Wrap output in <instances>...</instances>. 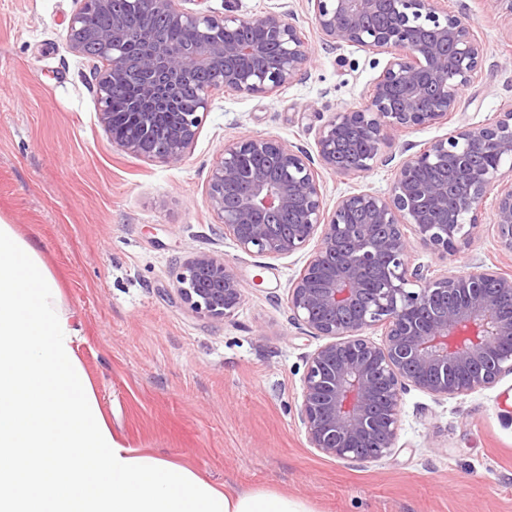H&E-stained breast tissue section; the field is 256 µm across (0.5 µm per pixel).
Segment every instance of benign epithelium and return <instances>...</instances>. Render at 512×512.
I'll list each match as a JSON object with an SVG mask.
<instances>
[{
	"mask_svg": "<svg viewBox=\"0 0 512 512\" xmlns=\"http://www.w3.org/2000/svg\"><path fill=\"white\" fill-rule=\"evenodd\" d=\"M65 49L101 63L95 76L98 120L122 151L171 165L193 147L216 88L270 94L298 80L312 44L280 12L254 19L262 37L230 41L216 28L239 27L231 14L187 11L179 0H78ZM320 41L356 46L388 60L368 104L323 119L319 165L342 176L368 173L396 136L442 125L461 90L481 69L485 47L471 24L435 0H309ZM146 7L163 26L192 25L189 45L166 43L156 28L134 29L120 8ZM112 16L108 25L88 19ZM138 39L136 59L126 57ZM217 81L189 96L201 71ZM139 94L130 111H112V93L130 76ZM512 160V106L408 154L388 193L337 198L325 209L313 158L270 135L224 144L207 180L210 208L247 254L283 258L315 248L290 282L294 324L325 342L305 361L297 415L310 447L351 465L392 454L403 396L412 388L437 398L465 395L512 374V276L496 269L430 274L409 259L411 242L453 256L478 228L487 188ZM493 225L512 254V188L495 203ZM413 230L409 237L404 227ZM189 309L214 321L234 315L243 285L224 258L199 252L174 272ZM380 328L376 343L366 331Z\"/></svg>",
	"mask_w": 512,
	"mask_h": 512,
	"instance_id": "7a95c632",
	"label": "benign epithelium"
}]
</instances>
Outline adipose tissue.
Listing matches in <instances>:
<instances>
[{"mask_svg": "<svg viewBox=\"0 0 512 512\" xmlns=\"http://www.w3.org/2000/svg\"><path fill=\"white\" fill-rule=\"evenodd\" d=\"M37 248L0 219V512H312L122 446Z\"/></svg>", "mask_w": 512, "mask_h": 512, "instance_id": "adipose-tissue-1", "label": "adipose tissue"}]
</instances>
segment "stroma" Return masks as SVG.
Masks as SVG:
<instances>
[{"label": "stroma", "mask_w": 512, "mask_h": 512, "mask_svg": "<svg viewBox=\"0 0 512 512\" xmlns=\"http://www.w3.org/2000/svg\"><path fill=\"white\" fill-rule=\"evenodd\" d=\"M486 45L449 125L403 133L389 162L364 176L322 172L323 203L386 193L405 144L478 124L512 104V15L486 0H440ZM76 0H0V218L36 241L78 330L76 353L125 447L188 467L216 486L272 490L312 512H512V374L436 399L404 396L393 453L358 467L310 448L297 418L304 357L321 343L290 319L284 298L308 254L242 252L208 206L207 178L227 141L265 134L315 152L319 113L362 107L386 63L318 38L307 0H207L212 14H291L314 47L307 73L274 94L213 93L196 143L172 166L118 150L98 122L92 60L63 46ZM488 189L471 242L451 258L413 246L433 270L512 274ZM224 257L244 286L235 314L191 312L172 286L192 254Z\"/></svg>", "instance_id": "1"}]
</instances>
